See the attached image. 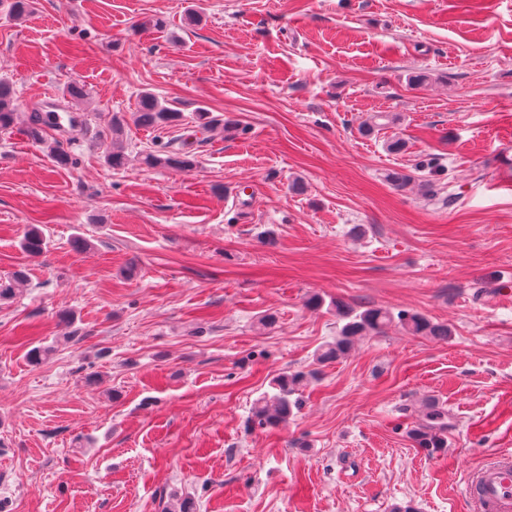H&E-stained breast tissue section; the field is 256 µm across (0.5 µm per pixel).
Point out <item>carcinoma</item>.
Returning a JSON list of instances; mask_svg holds the SVG:
<instances>
[{
	"instance_id": "cac0c4a2",
	"label": "carcinoma",
	"mask_w": 512,
	"mask_h": 512,
	"mask_svg": "<svg viewBox=\"0 0 512 512\" xmlns=\"http://www.w3.org/2000/svg\"><path fill=\"white\" fill-rule=\"evenodd\" d=\"M18 111V102L13 84L0 79V131L14 127ZM53 115L41 112L30 113L24 129L27 137L35 143L43 144L45 126L51 123ZM182 119L181 113L163 104L154 94L143 92L140 95L134 123L146 130H162L177 125ZM122 124L112 122V149L106 155L107 164L114 170H121L129 163V157L119 146ZM140 163L147 168L182 169L194 164V159L185 151V144L167 143L164 147L141 155ZM21 249L30 257L41 256L47 248L42 231L32 226L24 231L20 242ZM27 281L25 269L20 268L11 275L0 277V302L13 298L18 287ZM336 313L344 324L336 338L321 345L315 359L319 363H328L345 357L359 336L378 335L392 323H397L412 336H427L445 340L451 330L445 323L433 322L417 313H400L397 316L382 308L367 307L360 312L336 303ZM306 375L302 372L285 373L272 379L273 394H265L257 400L255 416L262 424L279 425L288 422L298 401L291 396L303 386ZM411 439L429 454H435L448 447V409L430 401L425 404L421 420L410 430Z\"/></svg>"
}]
</instances>
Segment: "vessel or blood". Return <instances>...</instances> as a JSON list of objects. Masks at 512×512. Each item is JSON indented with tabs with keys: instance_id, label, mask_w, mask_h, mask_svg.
I'll return each mask as SVG.
<instances>
[{
	"instance_id": "obj_1",
	"label": "vessel or blood",
	"mask_w": 512,
	"mask_h": 512,
	"mask_svg": "<svg viewBox=\"0 0 512 512\" xmlns=\"http://www.w3.org/2000/svg\"><path fill=\"white\" fill-rule=\"evenodd\" d=\"M475 512H512V454L501 453L478 469L465 485Z\"/></svg>"
}]
</instances>
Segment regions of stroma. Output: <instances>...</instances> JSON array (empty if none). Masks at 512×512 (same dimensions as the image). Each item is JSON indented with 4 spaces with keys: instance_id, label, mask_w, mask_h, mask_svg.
<instances>
[{
    "instance_id": "35a3bbf8",
    "label": "stroma",
    "mask_w": 512,
    "mask_h": 512,
    "mask_svg": "<svg viewBox=\"0 0 512 512\" xmlns=\"http://www.w3.org/2000/svg\"><path fill=\"white\" fill-rule=\"evenodd\" d=\"M33 5L12 20L0 0L19 103L0 132V277L28 273L0 302V512H472L471 471L512 452V0ZM154 16L163 31L142 28ZM144 91L181 112L192 168L140 165ZM51 108L78 121L47 133L66 168L23 134ZM201 110L240 131L200 142ZM379 112L391 123L365 135ZM339 301L452 334L394 324L320 364ZM299 371L315 374L299 409L259 424L270 380ZM429 401L450 421L432 456L409 436ZM122 126L118 121H112V149L106 155L107 164L115 170L124 169L129 163V157L121 146H119ZM20 245L28 256L39 257L46 251L47 241L42 231L32 226L24 231ZM397 320V324L412 336H427L445 340L451 335L448 324L433 322L417 313H398Z\"/></svg>"
}]
</instances>
